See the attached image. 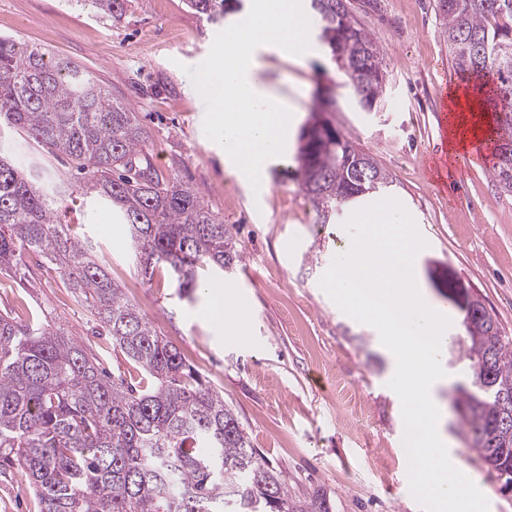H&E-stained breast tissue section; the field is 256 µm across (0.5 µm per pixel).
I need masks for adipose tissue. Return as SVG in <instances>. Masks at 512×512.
<instances>
[{"mask_svg": "<svg viewBox=\"0 0 512 512\" xmlns=\"http://www.w3.org/2000/svg\"><path fill=\"white\" fill-rule=\"evenodd\" d=\"M296 0H263L250 26L226 29L232 49L224 64V97L216 102L211 129L224 145V161L241 178L262 175L267 163L286 147L288 128L279 120L289 111L287 98L272 90L266 66L256 52L265 45L287 51L290 58L307 57L303 27L297 21ZM449 99L450 136L459 148L481 142L489 131L486 114L469 91L453 90ZM205 316L221 333L236 335L246 326V314L223 289L208 291Z\"/></svg>", "mask_w": 512, "mask_h": 512, "instance_id": "ef3b65f1", "label": "adipose tissue"}]
</instances>
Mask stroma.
Masks as SVG:
<instances>
[{
    "instance_id": "1",
    "label": "stroma",
    "mask_w": 512,
    "mask_h": 512,
    "mask_svg": "<svg viewBox=\"0 0 512 512\" xmlns=\"http://www.w3.org/2000/svg\"><path fill=\"white\" fill-rule=\"evenodd\" d=\"M258 4L244 0L242 10L220 25L185 0H129L113 23L67 0H0V37L78 63L130 103L150 132L157 167L201 189L232 225L242 263L224 272L198 270L201 289L183 298L165 268L144 279L126 225L104 205L84 197L64 200L61 208L129 299L233 405L254 448L289 493L301 498L322 489L335 512H425L410 492L401 402L388 386L393 356L373 327L343 313L319 285L334 259L352 246L346 221L380 196H366L342 207L329 223H317L296 175L298 135L311 112L326 113L390 175V198L424 239L413 280L448 310L454 341L436 396L442 429L461 450L469 436L454 400L458 389L470 385L468 360L457 343L463 316L432 271L452 268L512 336V195L489 171L478 170L463 176L452 209V199L430 180V167L443 154L438 89L454 80L434 0H379L375 10L350 0L353 19L377 42L387 70L386 86L369 112L321 46L316 17L308 19L305 59L258 49L274 89L288 97L294 112L288 147L269 164L265 180L238 179L210 133L213 104L198 87L197 72L209 62L223 67L225 25L251 19ZM0 148L45 185L66 178L78 189L69 164L42 161L12 131L0 134ZM32 276L28 288L0 277V309L41 311L75 339L91 337L97 324L65 288L62 273L44 265ZM221 285L246 307L244 335H222L204 317L207 287ZM0 512H38L20 473L0 477Z\"/></svg>"
}]
</instances>
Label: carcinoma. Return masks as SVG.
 Instances as JSON below:
<instances>
[{
	"mask_svg": "<svg viewBox=\"0 0 512 512\" xmlns=\"http://www.w3.org/2000/svg\"><path fill=\"white\" fill-rule=\"evenodd\" d=\"M98 18L117 20L125 0H73ZM216 23L236 0H187ZM319 39L362 107L383 92L387 71L371 34L346 0H310ZM436 19L455 74L481 80L496 145L491 174L512 193V0H436ZM24 134L47 158L66 157L80 188L129 225L142 275L166 266L181 296L195 270L242 262L232 226L203 193L156 167L139 113L106 92L75 62L0 38V128ZM300 186L325 224L336 206L393 183L374 165V184L349 186L350 159L368 154L327 123L300 134ZM65 183L38 184L0 153V275L27 281L30 260L54 265L74 297L112 339V349L141 373L107 371L91 341L68 336L41 316L0 311V476L21 471L40 512H331L319 489L288 493L253 447L224 395L159 332L123 288L92 259L91 249L57 220ZM459 344L472 389L459 390L471 450L497 473L512 464V337L465 327Z\"/></svg>",
	"mask_w": 512,
	"mask_h": 512,
	"instance_id": "obj_1",
	"label": "carcinoma"
}]
</instances>
